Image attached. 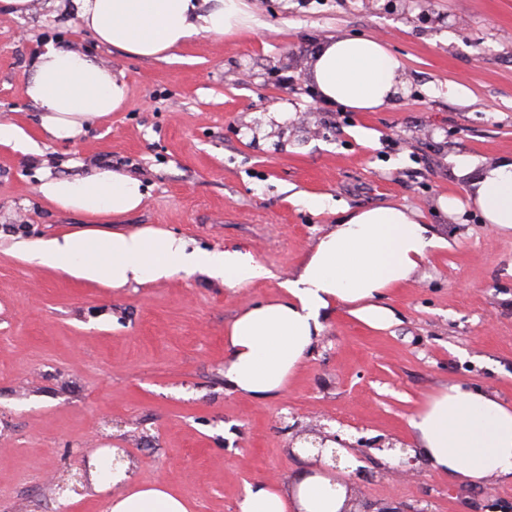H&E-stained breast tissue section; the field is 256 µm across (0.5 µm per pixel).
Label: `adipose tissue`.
I'll use <instances>...</instances> for the list:
<instances>
[{
    "mask_svg": "<svg viewBox=\"0 0 512 512\" xmlns=\"http://www.w3.org/2000/svg\"><path fill=\"white\" fill-rule=\"evenodd\" d=\"M70 9L98 43L143 59L178 50L197 35L232 33L252 20L244 0H71ZM402 69L380 41L339 37L317 48L309 77L322 102L371 112L394 102ZM30 70L27 95L42 111L43 140L75 142L90 122L109 119L127 98L123 72L51 42ZM453 163L457 175L470 177L471 198L485 223L512 233V159L484 167L479 158L460 154ZM36 191L51 206L98 221L134 212L146 198L141 179L102 166L82 179L42 173ZM448 245L401 206L345 211L295 274L281 281L282 296L250 306L226 327V388L256 399L283 393L337 307L371 329L391 327L396 317L385 303L388 294ZM13 250L32 265L112 289L200 274L234 291L267 274L239 247L206 251L152 227L20 241ZM409 427L415 453L433 473L471 486L512 479V408L496 396L449 386L412 414ZM335 446L330 439L307 446L313 460L293 482L248 484L239 512H341L347 487L315 460L319 449ZM89 466L103 512H189L165 485L135 482L130 462L112 465L95 455Z\"/></svg>",
    "mask_w": 512,
    "mask_h": 512,
    "instance_id": "adipose-tissue-1",
    "label": "adipose tissue"
}]
</instances>
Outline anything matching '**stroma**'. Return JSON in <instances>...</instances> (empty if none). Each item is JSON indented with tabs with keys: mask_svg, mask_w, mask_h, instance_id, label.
<instances>
[{
	"mask_svg": "<svg viewBox=\"0 0 512 512\" xmlns=\"http://www.w3.org/2000/svg\"><path fill=\"white\" fill-rule=\"evenodd\" d=\"M393 9H386V2ZM251 27L196 36L144 60L96 45L68 0H31L0 20V119L35 132L26 94L46 42L122 70L124 106L42 155L0 146V512H101L90 490L60 493L88 454L124 448L138 483H162L190 512H239L248 484L290 482L297 443L338 435L359 512H512V481L471 487L414 460L409 419L460 384L512 405V234L485 224L451 163L512 157V0H245ZM379 40L403 62L393 106L353 112L311 92L309 62L330 37ZM452 83L469 95L448 94ZM282 120H275V113ZM105 164L139 177L143 206L107 231L152 226L204 250L242 245L268 270L233 292L203 275L112 290L18 259L12 246L88 229L34 192L39 169L72 179ZM402 206L453 244L386 303L376 331L337 309L295 378L264 400L224 387V329L280 295L339 216L294 204ZM463 209L445 213L440 198ZM411 462L394 482L388 467Z\"/></svg>",
	"mask_w": 512,
	"mask_h": 512,
	"instance_id": "35a3bbf8",
	"label": "stroma"
}]
</instances>
